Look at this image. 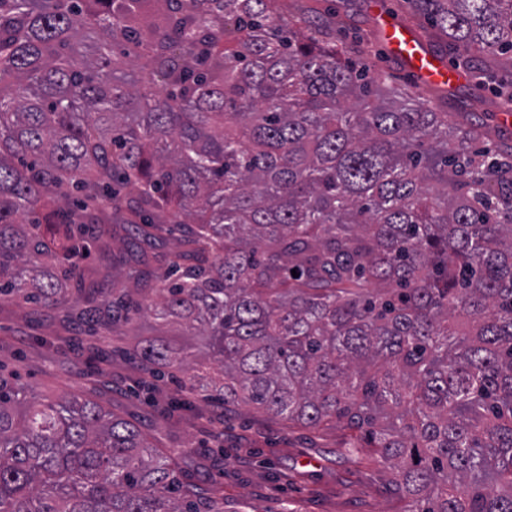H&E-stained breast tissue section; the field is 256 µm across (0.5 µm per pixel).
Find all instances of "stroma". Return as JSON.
I'll list each match as a JSON object with an SVG mask.
<instances>
[{
	"mask_svg": "<svg viewBox=\"0 0 512 512\" xmlns=\"http://www.w3.org/2000/svg\"><path fill=\"white\" fill-rule=\"evenodd\" d=\"M506 79L512 69L474 74L469 87L449 90L443 108L493 114L494 99L482 88ZM127 238L119 231L111 253L89 254L99 296L125 292L157 302L154 290L122 286L117 272ZM83 296L73 287L57 306L0 300V373L13 375L27 400L91 398L135 422L155 451L171 457L180 478L222 512H394L388 470L344 455L336 431L313 434L251 406L225 413L223 405L201 402L182 388L180 375L149 377L133 357L142 342L163 339L186 346L187 363L196 365L205 355L197 330L144 311L90 334L65 317L84 308Z\"/></svg>",
	"mask_w": 512,
	"mask_h": 512,
	"instance_id": "stroma-1",
	"label": "stroma"
}]
</instances>
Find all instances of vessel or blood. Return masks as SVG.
<instances>
[{"mask_svg":"<svg viewBox=\"0 0 512 512\" xmlns=\"http://www.w3.org/2000/svg\"><path fill=\"white\" fill-rule=\"evenodd\" d=\"M373 11L388 54L397 61L401 71L417 86H466L468 77L463 71L447 67L443 60L428 48L412 25L393 17L375 0Z\"/></svg>","mask_w":512,"mask_h":512,"instance_id":"vessel-or-blood-1","label":"vessel or blood"}]
</instances>
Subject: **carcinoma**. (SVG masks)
<instances>
[{"instance_id": "1", "label": "carcinoma", "mask_w": 512, "mask_h": 512, "mask_svg": "<svg viewBox=\"0 0 512 512\" xmlns=\"http://www.w3.org/2000/svg\"><path fill=\"white\" fill-rule=\"evenodd\" d=\"M0 0V297L52 300L112 225L162 244L153 307L206 336L186 386L387 467L398 512H512V146L370 100L307 0ZM465 64L512 65V0H402ZM299 273L295 277L292 272ZM120 277L154 279L148 253ZM149 367L185 368L170 345ZM0 512H222L97 402L0 375ZM163 244L157 249H150L147 245H142L148 251L150 256H155L152 258L151 263L155 268L158 275L163 276L168 271V259L170 253L180 248L178 238L180 234L178 231H175L173 234H163Z\"/></svg>"}]
</instances>
